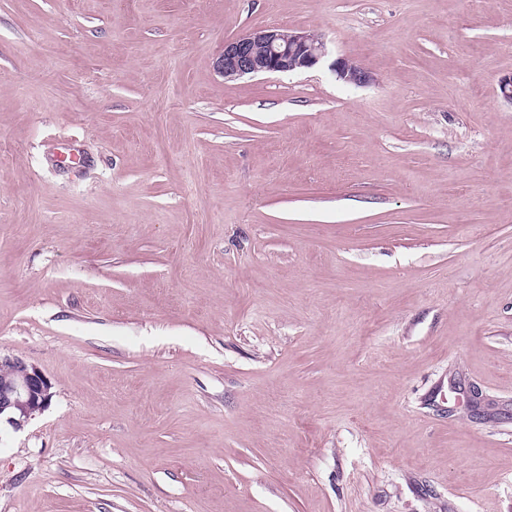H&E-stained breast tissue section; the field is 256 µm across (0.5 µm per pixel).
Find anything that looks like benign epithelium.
Masks as SVG:
<instances>
[{"label": "benign epithelium", "instance_id": "1", "mask_svg": "<svg viewBox=\"0 0 512 512\" xmlns=\"http://www.w3.org/2000/svg\"><path fill=\"white\" fill-rule=\"evenodd\" d=\"M327 56L322 36L308 31L257 28L224 43L217 67L226 79L261 73H288L312 68ZM336 78L346 84L373 81L372 75L351 59L331 64ZM52 383L36 365L18 356L0 355V421L22 429L49 405Z\"/></svg>", "mask_w": 512, "mask_h": 512}]
</instances>
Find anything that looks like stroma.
<instances>
[{
	"label": "stroma",
	"mask_w": 512,
	"mask_h": 512,
	"mask_svg": "<svg viewBox=\"0 0 512 512\" xmlns=\"http://www.w3.org/2000/svg\"><path fill=\"white\" fill-rule=\"evenodd\" d=\"M511 72L512 0H0V512H512ZM327 56L321 35L308 31L257 28L224 43L217 67L227 79L312 68ZM331 69L336 74V78L346 84L361 85L373 80L372 75L347 57L335 59L331 64ZM52 383L36 365L0 354V424L21 430L49 405Z\"/></svg>",
	"instance_id": "1"
}]
</instances>
